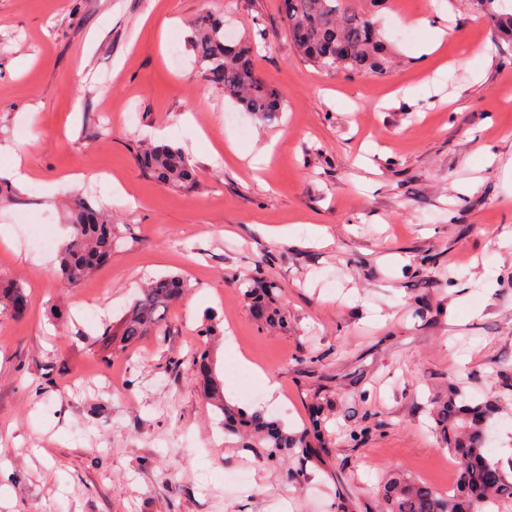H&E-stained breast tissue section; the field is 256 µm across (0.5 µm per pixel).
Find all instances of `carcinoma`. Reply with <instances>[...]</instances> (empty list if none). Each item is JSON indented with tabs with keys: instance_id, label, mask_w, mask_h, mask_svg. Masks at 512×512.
<instances>
[{
	"instance_id": "cac0c4a2",
	"label": "carcinoma",
	"mask_w": 512,
	"mask_h": 512,
	"mask_svg": "<svg viewBox=\"0 0 512 512\" xmlns=\"http://www.w3.org/2000/svg\"><path fill=\"white\" fill-rule=\"evenodd\" d=\"M478 2L497 32L512 39V12L503 9L504 0ZM279 11L305 61L360 76L388 72L389 51L372 16L351 8L347 0H279ZM191 49L205 79L222 86L224 96L245 111L265 121L276 119L284 111L281 94L256 73L254 46L245 39L226 40L224 20L210 15L199 17L194 22ZM139 162L143 171L162 185L189 189L197 182L191 159L171 144L149 145L140 153ZM70 225V239L58 255L59 274L68 284L77 285L112 255L119 236L107 209L79 199L73 202ZM188 288L189 283L180 276L149 280L121 318L119 339L116 345L106 346L103 361H111L153 331L165 335L163 315ZM243 296L266 324L286 328L276 283L255 280ZM26 304L22 288L0 285L1 315L20 316ZM193 364L202 377L206 399L223 417L224 435L239 438L243 447L265 449V460L272 464L290 456L303 460L315 457L314 443L321 442L327 432L325 407L317 406L311 430L290 433L259 411L250 413L228 404L209 355L193 356ZM495 412L496 406L487 401H458L457 388L448 385L447 393L435 401L432 418L441 443L460 462L458 481L452 490L441 494L425 482L394 475L381 489L382 512H458L464 501L473 498L479 501L480 512H512V478L485 455L488 421Z\"/></svg>"
}]
</instances>
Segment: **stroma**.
Segmentation results:
<instances>
[{
    "label": "stroma",
    "instance_id": "35a3bbf8",
    "mask_svg": "<svg viewBox=\"0 0 512 512\" xmlns=\"http://www.w3.org/2000/svg\"><path fill=\"white\" fill-rule=\"evenodd\" d=\"M278 5L0 0V167L17 157L29 175L0 176V283L27 297L0 315V512H379L393 474L448 490L435 394L459 381L463 400L494 401L512 384V42L476 0H354L400 62L350 76L305 62ZM206 12L255 42L278 119L202 76L190 40ZM434 26L448 35L428 53ZM186 115L202 138L170 142L198 182L175 191L137 155ZM106 177L123 194L99 190ZM77 197L105 204L120 240L68 286L57 256ZM170 274L191 290L166 335L103 362L143 282ZM256 278L279 284L287 328L245 300ZM199 348L231 404L288 431L330 402L320 459L274 467L225 442Z\"/></svg>",
    "mask_w": 512,
    "mask_h": 512
}]
</instances>
